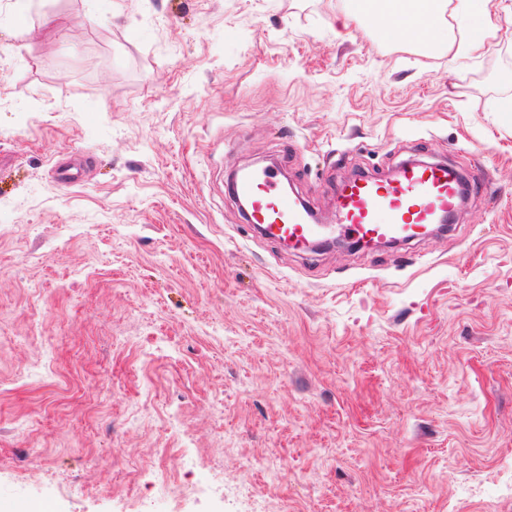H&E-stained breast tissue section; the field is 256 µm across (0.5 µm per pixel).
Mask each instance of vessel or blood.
I'll list each match as a JSON object with an SVG mask.
<instances>
[{
  "label": "vessel or blood",
  "mask_w": 512,
  "mask_h": 512,
  "mask_svg": "<svg viewBox=\"0 0 512 512\" xmlns=\"http://www.w3.org/2000/svg\"><path fill=\"white\" fill-rule=\"evenodd\" d=\"M465 190L460 171L444 162H406L387 178L352 176L336 189L328 222H316L305 201L284 190L274 169L235 178L232 193L248 201L247 219L262 236L295 252H309L327 233L360 243H405L423 238L432 224L459 211Z\"/></svg>",
  "instance_id": "1"
}]
</instances>
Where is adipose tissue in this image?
Masks as SVG:
<instances>
[{
  "instance_id": "ef3b65f1",
  "label": "adipose tissue",
  "mask_w": 512,
  "mask_h": 512,
  "mask_svg": "<svg viewBox=\"0 0 512 512\" xmlns=\"http://www.w3.org/2000/svg\"><path fill=\"white\" fill-rule=\"evenodd\" d=\"M361 7L379 28L384 27L387 16L400 14L402 35L413 36L424 44L432 45L441 35L448 0H363Z\"/></svg>"
}]
</instances>
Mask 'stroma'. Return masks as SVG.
Returning <instances> with one entry per match:
<instances>
[{"label":"stroma","mask_w":512,"mask_h":512,"mask_svg":"<svg viewBox=\"0 0 512 512\" xmlns=\"http://www.w3.org/2000/svg\"><path fill=\"white\" fill-rule=\"evenodd\" d=\"M16 2L0 486L42 512H512V0L494 33L449 0L436 46L353 0ZM407 160L477 187L395 247L291 252L227 187L271 162L322 218ZM160 453L205 493L136 472Z\"/></svg>","instance_id":"1"}]
</instances>
